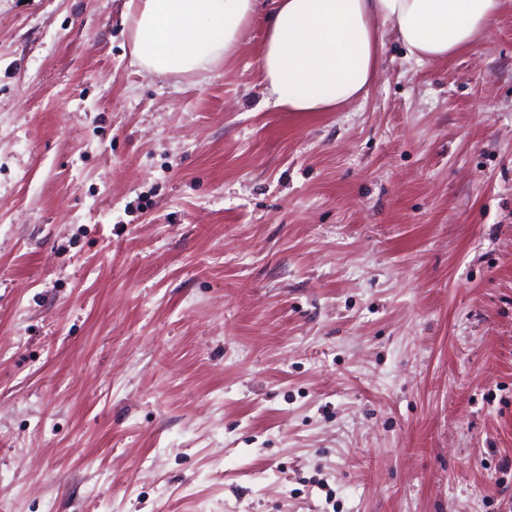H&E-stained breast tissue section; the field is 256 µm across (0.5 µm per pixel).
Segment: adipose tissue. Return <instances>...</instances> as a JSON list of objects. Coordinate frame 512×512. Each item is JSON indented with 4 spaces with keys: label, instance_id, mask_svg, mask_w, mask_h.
Returning a JSON list of instances; mask_svg holds the SVG:
<instances>
[{
    "label": "adipose tissue",
    "instance_id": "obj_1",
    "mask_svg": "<svg viewBox=\"0 0 512 512\" xmlns=\"http://www.w3.org/2000/svg\"><path fill=\"white\" fill-rule=\"evenodd\" d=\"M502 0H277L258 57L264 104L332 112L366 96L382 28L418 62L447 60L487 35ZM256 0H126L133 54L155 74L196 73L234 53Z\"/></svg>",
    "mask_w": 512,
    "mask_h": 512
}]
</instances>
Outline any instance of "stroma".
<instances>
[{
    "label": "stroma",
    "instance_id": "obj_1",
    "mask_svg": "<svg viewBox=\"0 0 512 512\" xmlns=\"http://www.w3.org/2000/svg\"><path fill=\"white\" fill-rule=\"evenodd\" d=\"M0 0V512H512V0L367 96Z\"/></svg>",
    "mask_w": 512,
    "mask_h": 512
}]
</instances>
